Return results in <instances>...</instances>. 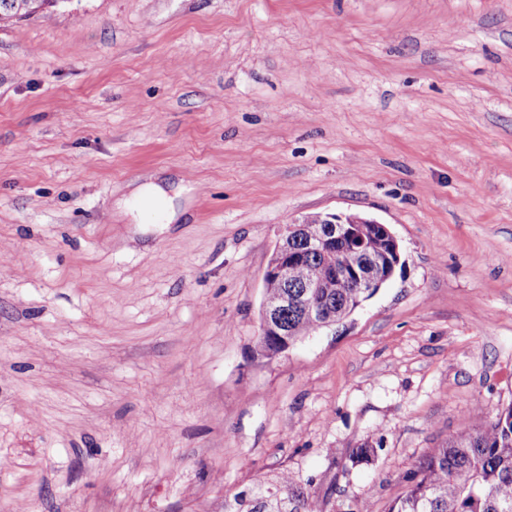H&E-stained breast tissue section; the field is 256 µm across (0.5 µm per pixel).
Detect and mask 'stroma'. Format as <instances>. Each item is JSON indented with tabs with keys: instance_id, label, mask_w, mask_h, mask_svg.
<instances>
[{
	"instance_id": "35a3bbf8",
	"label": "stroma",
	"mask_w": 512,
	"mask_h": 512,
	"mask_svg": "<svg viewBox=\"0 0 512 512\" xmlns=\"http://www.w3.org/2000/svg\"><path fill=\"white\" fill-rule=\"evenodd\" d=\"M153 180L177 211H117ZM401 262L257 358L286 225ZM512 405V0H59L0 24V512H386ZM371 446L368 460L356 452ZM252 512H322L320 505L309 500L303 488L283 481L280 488L269 493L266 500L254 507Z\"/></svg>"
}]
</instances>
